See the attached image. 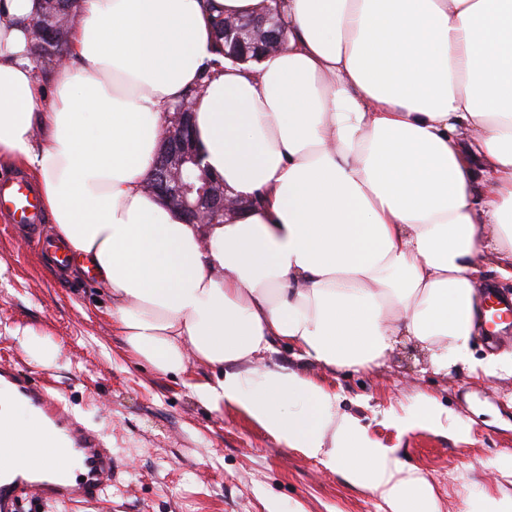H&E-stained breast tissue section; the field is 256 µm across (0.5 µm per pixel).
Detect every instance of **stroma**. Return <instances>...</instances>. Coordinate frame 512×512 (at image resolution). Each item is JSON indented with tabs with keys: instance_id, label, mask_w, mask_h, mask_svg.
<instances>
[{
	"instance_id": "1",
	"label": "stroma",
	"mask_w": 512,
	"mask_h": 512,
	"mask_svg": "<svg viewBox=\"0 0 512 512\" xmlns=\"http://www.w3.org/2000/svg\"><path fill=\"white\" fill-rule=\"evenodd\" d=\"M101 299L94 277L59 271L0 217V364L47 382L112 450L110 488L88 502L40 503L36 512H390L319 460L280 448L244 412L201 404L193 387L214 380L215 369L193 363L174 377L132 361ZM18 326L57 345L51 364L10 336ZM272 365L335 391L339 413L428 480L439 512H483L485 496H512V375L438 373L406 342L379 364L336 369L300 360L278 342L253 361L260 370ZM420 394L465 429L400 432L394 416Z\"/></svg>"
}]
</instances>
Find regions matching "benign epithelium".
<instances>
[{
    "label": "benign epithelium",
    "instance_id": "benign-epithelium-1",
    "mask_svg": "<svg viewBox=\"0 0 512 512\" xmlns=\"http://www.w3.org/2000/svg\"><path fill=\"white\" fill-rule=\"evenodd\" d=\"M224 41L232 48L251 50L266 56L283 49L276 21L270 16L246 21L224 20ZM149 192L176 209L188 224L206 225L212 218L234 213L245 206L229 195L224 181L212 175L203 164V154L195 141L192 104L182 102L164 122L162 140L152 174Z\"/></svg>",
    "mask_w": 512,
    "mask_h": 512
}]
</instances>
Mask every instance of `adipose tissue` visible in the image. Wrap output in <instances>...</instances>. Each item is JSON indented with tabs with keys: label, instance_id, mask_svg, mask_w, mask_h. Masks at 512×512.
<instances>
[{
	"label": "adipose tissue",
	"instance_id": "1",
	"mask_svg": "<svg viewBox=\"0 0 512 512\" xmlns=\"http://www.w3.org/2000/svg\"><path fill=\"white\" fill-rule=\"evenodd\" d=\"M39 3L0 0V165L29 170L127 354L216 368L194 387L208 409L239 408L391 512H437L333 390L251 361L285 341L364 367L404 336L435 371L476 368L480 258L512 281V0H77L49 88L26 51ZM214 4L277 15L285 48L215 65ZM184 100L210 170L251 202L205 228L146 189ZM37 464L68 460L0 389V472Z\"/></svg>",
	"mask_w": 512,
	"mask_h": 512
}]
</instances>
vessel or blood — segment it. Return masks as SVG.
Segmentation results:
<instances>
[{
  "label": "vessel or blood",
  "instance_id": "1",
  "mask_svg": "<svg viewBox=\"0 0 512 512\" xmlns=\"http://www.w3.org/2000/svg\"><path fill=\"white\" fill-rule=\"evenodd\" d=\"M40 206L31 184L23 178L0 180V213L14 219L12 229L33 235L36 242L49 243L42 231ZM11 388L25 400L59 437L61 449L80 463L78 474L62 468L43 467L4 480L0 478V512H19L23 499L37 502L92 500L112 483V450L103 439L88 431L60 398L34 377H20L13 368H0V387Z\"/></svg>",
  "mask_w": 512,
  "mask_h": 512
}]
</instances>
